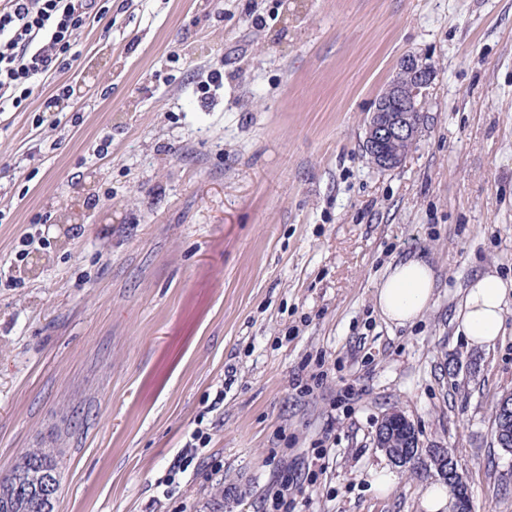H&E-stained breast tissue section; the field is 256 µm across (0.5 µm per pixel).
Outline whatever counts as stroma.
Listing matches in <instances>:
<instances>
[{"label": "stroma", "instance_id": "1", "mask_svg": "<svg viewBox=\"0 0 512 512\" xmlns=\"http://www.w3.org/2000/svg\"><path fill=\"white\" fill-rule=\"evenodd\" d=\"M107 6L56 77L79 100L0 112V472L56 448L57 512H262L306 465L299 512H421L434 474L372 481L395 408L512 512V306L487 349L454 320L512 278V0ZM410 53L436 76L382 170L364 121ZM410 257L434 301L401 327L374 295ZM493 434L497 445L512 437V393L506 392L500 398L493 417Z\"/></svg>", "mask_w": 512, "mask_h": 512}]
</instances>
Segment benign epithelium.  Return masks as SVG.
<instances>
[{"instance_id": "obj_1", "label": "benign epithelium", "mask_w": 512, "mask_h": 512, "mask_svg": "<svg viewBox=\"0 0 512 512\" xmlns=\"http://www.w3.org/2000/svg\"><path fill=\"white\" fill-rule=\"evenodd\" d=\"M433 69L417 54H408L400 62L396 76L381 90L374 109L365 120L363 148L372 154L380 168L393 169L400 166L406 156L398 154L394 147L404 141L415 142L419 137L420 120L413 112L415 102L423 99L426 88L433 79ZM406 416L392 409L381 418L376 432L377 447L384 450L395 464H404L420 453V439L412 441V447L397 445L398 436L392 433L390 422ZM493 434L496 443L512 437V393L500 398L493 417ZM59 492V477L53 471L43 473L38 487L43 512H56Z\"/></svg>"}]
</instances>
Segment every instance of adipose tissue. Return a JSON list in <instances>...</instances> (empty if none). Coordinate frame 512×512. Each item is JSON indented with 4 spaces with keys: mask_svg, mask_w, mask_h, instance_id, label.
<instances>
[{
    "mask_svg": "<svg viewBox=\"0 0 512 512\" xmlns=\"http://www.w3.org/2000/svg\"><path fill=\"white\" fill-rule=\"evenodd\" d=\"M435 279L432 268L417 258L391 263L375 292L374 301L390 323L404 326L414 322L430 306ZM512 304V279L487 274L466 290L457 316V333L470 345H492L503 329L504 312Z\"/></svg>",
    "mask_w": 512,
    "mask_h": 512,
    "instance_id": "adipose-tissue-1",
    "label": "adipose tissue"
}]
</instances>
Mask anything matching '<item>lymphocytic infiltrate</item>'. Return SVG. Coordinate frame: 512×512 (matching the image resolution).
I'll return each mask as SVG.
<instances>
[{
  "label": "lymphocytic infiltrate",
  "mask_w": 512,
  "mask_h": 512,
  "mask_svg": "<svg viewBox=\"0 0 512 512\" xmlns=\"http://www.w3.org/2000/svg\"><path fill=\"white\" fill-rule=\"evenodd\" d=\"M99 0H0V108H20L71 67L77 33Z\"/></svg>",
  "instance_id": "obj_1"
}]
</instances>
